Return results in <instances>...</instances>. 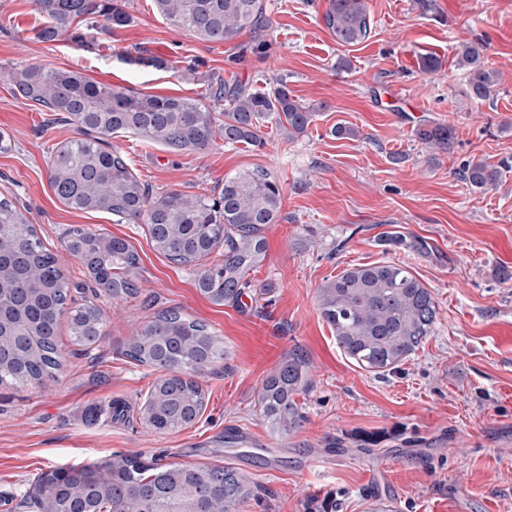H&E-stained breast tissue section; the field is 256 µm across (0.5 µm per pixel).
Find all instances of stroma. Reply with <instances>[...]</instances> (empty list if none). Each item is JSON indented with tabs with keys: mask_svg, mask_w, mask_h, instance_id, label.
I'll use <instances>...</instances> for the list:
<instances>
[{
	"mask_svg": "<svg viewBox=\"0 0 512 512\" xmlns=\"http://www.w3.org/2000/svg\"><path fill=\"white\" fill-rule=\"evenodd\" d=\"M265 3L269 48L261 55L251 51L250 31L202 42L161 17L152 0H127L129 27L89 34L83 45L66 36L44 44L34 38V0H0L2 69L78 68L116 87L203 101L215 75L263 92L283 79L316 110L307 132L292 140L266 124L260 147L176 153L130 134L113 138L133 173L158 193H209L256 166L280 182V217L264 232L267 258L249 274L264 299L217 305L199 292L195 268L153 248L146 225L57 200L48 157L76 128L51 122L0 81V132L12 143L0 153V194L13 198L58 255L75 302L98 300L105 315V335L87 352L60 322L54 379L0 386V512H31L25 495L38 475L114 454L234 463L254 489L243 512H367L374 497L395 512H512V169L487 191L460 176L473 160H512V0H429L426 9L420 0H366L373 30L354 47L337 44L325 27L329 0ZM475 41L499 73L496 94L480 103L467 98L465 73L453 64L456 47ZM138 47L168 60L170 70L126 62ZM426 54L441 60L439 72H422ZM342 58L350 65L340 70ZM193 59L201 62L196 75L181 79L179 69ZM428 121L455 126L450 152L415 139ZM339 123L358 137L332 136ZM75 225L132 245L139 296L95 297L93 281L65 248ZM393 227L425 239L429 252L386 249L379 237ZM389 260L429 288L438 321L410 361L378 377L340 351L317 296L344 268ZM168 308L207 324L223 338L227 358L200 379V421L158 434L139 418L158 373L123 350L135 329ZM294 349L309 360L312 386L296 397L302 426L282 438L262 421L257 394ZM117 401L127 418H113Z\"/></svg>",
	"mask_w": 512,
	"mask_h": 512,
	"instance_id": "1",
	"label": "stroma"
}]
</instances>
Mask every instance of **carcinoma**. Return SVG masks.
<instances>
[{
  "instance_id": "obj_1",
  "label": "carcinoma",
  "mask_w": 512,
  "mask_h": 512,
  "mask_svg": "<svg viewBox=\"0 0 512 512\" xmlns=\"http://www.w3.org/2000/svg\"><path fill=\"white\" fill-rule=\"evenodd\" d=\"M157 13L203 42L222 43L245 28L264 31L269 24L263 0H153ZM42 17L34 38L54 43L65 34L77 42L84 31L110 32L132 23L126 0H34ZM323 21L341 46L366 41L373 20L365 0H329ZM479 42L460 45L457 66L466 69L469 97L490 99L497 72L484 59ZM127 60L158 70L167 60L138 48ZM13 90L44 112L77 127V137L52 149L49 180L56 197L73 210L105 213L122 223H143L153 247L169 260L195 265L224 247V258L198 271L196 287L216 305L238 304L251 281L249 272L266 259L264 229L277 223L282 187L263 168L224 178L219 192L156 193L140 181L112 135L130 133L146 144L172 152H204L226 146H261V127L272 121L292 139L312 124L316 112L280 83L271 93L250 92L216 77L214 104L227 102L220 116L212 106L189 97L158 96L116 89L76 69L27 65L7 74ZM415 138L446 152L455 128L424 124ZM506 165L472 161L461 176L472 188L498 185ZM388 246L427 249L421 239L386 232ZM66 249L92 275L105 294L126 300L138 294V257L132 245L80 226L68 229ZM320 315L345 356L377 376L410 360L430 336L437 307L430 290L405 266L379 261L344 269L318 291ZM68 316L72 344L84 351L104 336L102 309L91 301L77 304L56 255L38 237L15 204L0 197V386L22 387L53 379L60 370L58 324ZM124 354L160 373L148 390L144 421L159 434L177 433L202 417L205 392L199 376L226 358L224 341L207 324L166 309L135 331ZM310 384L309 361L297 349L288 352L262 383L258 407L270 430L288 437L304 421L295 396ZM56 481L43 485L47 512H241L253 495L248 477L230 463L223 466L166 465L138 456L116 455L94 464L54 470Z\"/></svg>"
}]
</instances>
